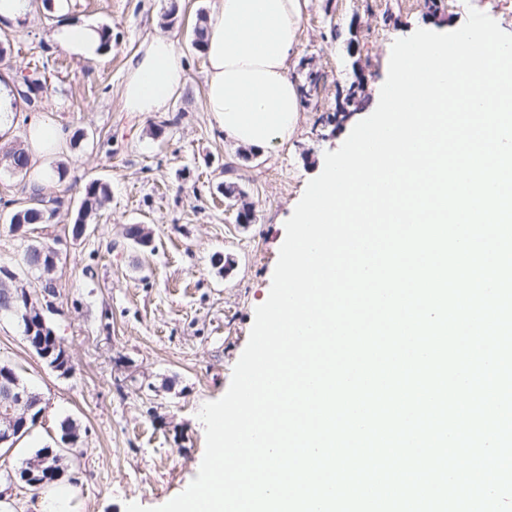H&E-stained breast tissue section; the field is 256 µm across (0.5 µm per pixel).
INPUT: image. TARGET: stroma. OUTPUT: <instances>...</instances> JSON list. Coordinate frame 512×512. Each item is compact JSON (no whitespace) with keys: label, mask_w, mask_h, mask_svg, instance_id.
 <instances>
[{"label":"stroma","mask_w":512,"mask_h":512,"mask_svg":"<svg viewBox=\"0 0 512 512\" xmlns=\"http://www.w3.org/2000/svg\"><path fill=\"white\" fill-rule=\"evenodd\" d=\"M218 0H68L77 23L109 29L98 61L77 58L52 39L55 11H30L0 25L8 54L0 80L39 72L46 90L28 118L40 117L81 139L66 140L50 193L67 201L49 229L10 230L6 203L22 198L24 174L0 172V266L17 269L26 246L51 234V272L22 273L20 287L41 293L53 281L56 310L46 323L66 349L63 375L28 345L15 315L0 314V361L39 394L43 411L29 433L0 454V474L32 453L60 444L63 423L80 440L63 483L78 489L76 512L157 507L183 492L202 461L203 404L227 391L256 307L265 302L286 220L324 154L340 147L376 108L394 40L423 28H459L480 10L512 33V0H308L289 72L303 85L322 73L317 94L300 100L288 144L255 149L225 139L204 110L205 56L191 44L198 13ZM164 33L185 54L187 79L169 111H124L121 88L130 57L147 36ZM360 83L355 111L336 117V94ZM110 197L82 236L72 233L85 185ZM237 183L252 203V223L219 192ZM131 224L152 235L151 250L125 236Z\"/></svg>","instance_id":"stroma-1"}]
</instances>
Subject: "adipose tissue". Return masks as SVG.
<instances>
[{"mask_svg":"<svg viewBox=\"0 0 512 512\" xmlns=\"http://www.w3.org/2000/svg\"><path fill=\"white\" fill-rule=\"evenodd\" d=\"M308 0H220L205 23V110L227 139L253 148L287 143L297 129L300 97L288 72L299 43ZM61 18L54 41L83 58L101 54L96 28L66 21L67 0H57ZM186 82L184 56L166 35L141 41L122 86L123 109L138 114L168 111ZM44 121L30 124L28 150L35 165L32 185L55 179L45 161L66 140Z\"/></svg>","mask_w":512,"mask_h":512,"instance_id":"obj_1","label":"adipose tissue"}]
</instances>
